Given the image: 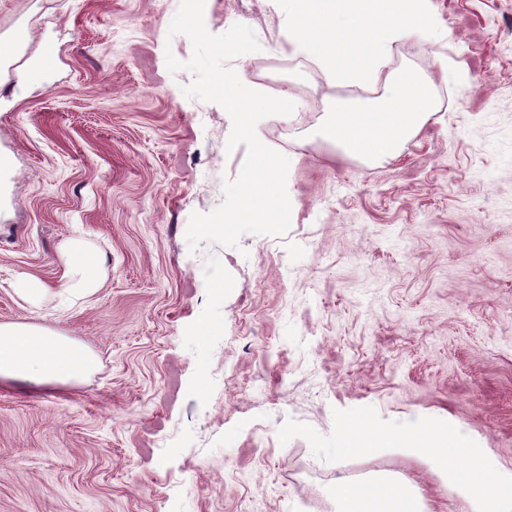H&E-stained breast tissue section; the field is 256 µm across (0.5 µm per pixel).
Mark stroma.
I'll return each instance as SVG.
<instances>
[{"instance_id":"1","label":"stroma","mask_w":512,"mask_h":512,"mask_svg":"<svg viewBox=\"0 0 512 512\" xmlns=\"http://www.w3.org/2000/svg\"><path fill=\"white\" fill-rule=\"evenodd\" d=\"M179 5L0 0V324L97 358L78 381L0 386V512H335L337 478L380 474L429 512H494L484 479L512 485V0H430L441 33L408 46L445 99L374 166L319 135L355 95L292 66L277 0H206L211 34L257 36L238 73L272 95L288 64L314 112L280 117L288 139L258 131L292 165L287 235L195 250L190 217L222 203L246 148L166 67L193 54L168 34ZM73 237L100 286L70 305ZM28 276L40 307L14 291ZM244 418L257 436L225 460ZM415 421L443 432L447 464L417 456Z\"/></svg>"}]
</instances>
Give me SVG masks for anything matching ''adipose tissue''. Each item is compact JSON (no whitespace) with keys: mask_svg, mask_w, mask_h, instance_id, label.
Masks as SVG:
<instances>
[{"mask_svg":"<svg viewBox=\"0 0 512 512\" xmlns=\"http://www.w3.org/2000/svg\"><path fill=\"white\" fill-rule=\"evenodd\" d=\"M95 357L81 344L36 324H0V382L42 386L90 375ZM372 497L353 495L344 480L332 492L336 512H421L419 498L406 485L376 480Z\"/></svg>","mask_w":512,"mask_h":512,"instance_id":"obj_1","label":"adipose tissue"}]
</instances>
